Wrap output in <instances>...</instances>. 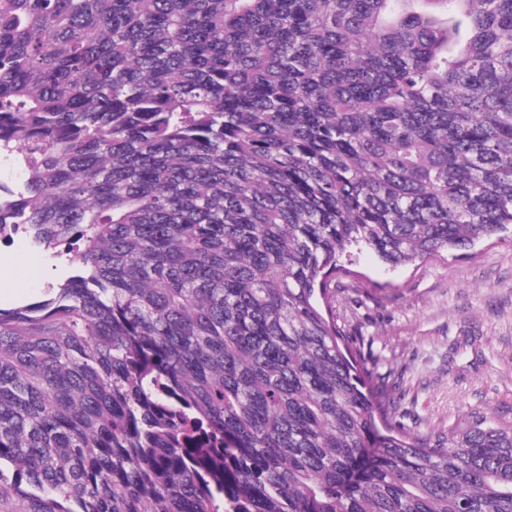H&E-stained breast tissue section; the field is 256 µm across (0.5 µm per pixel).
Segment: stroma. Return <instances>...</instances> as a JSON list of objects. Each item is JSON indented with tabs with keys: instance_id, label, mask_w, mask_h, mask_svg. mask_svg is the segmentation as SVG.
<instances>
[{
	"instance_id": "stroma-1",
	"label": "stroma",
	"mask_w": 512,
	"mask_h": 512,
	"mask_svg": "<svg viewBox=\"0 0 512 512\" xmlns=\"http://www.w3.org/2000/svg\"><path fill=\"white\" fill-rule=\"evenodd\" d=\"M77 269L59 249L8 252L0 306L39 301ZM354 269L337 285L336 322L363 340L406 427L444 435L474 410L512 424V228L395 269L363 254Z\"/></svg>"
}]
</instances>
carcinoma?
<instances>
[{
    "label": "carcinoma",
    "instance_id": "cac0c4a2",
    "mask_svg": "<svg viewBox=\"0 0 512 512\" xmlns=\"http://www.w3.org/2000/svg\"><path fill=\"white\" fill-rule=\"evenodd\" d=\"M0 512H512V425L374 403L332 283L512 224V0H0ZM346 262H341V259ZM26 177L25 169L19 162L18 157L3 159L0 156V199L11 197L13 192L24 182ZM0 254V289L10 293L7 298L2 295L0 305L3 308L39 301L50 282L75 275L78 269L73 254L61 249L37 248V253H32L2 247Z\"/></svg>",
    "mask_w": 512,
    "mask_h": 512
}]
</instances>
